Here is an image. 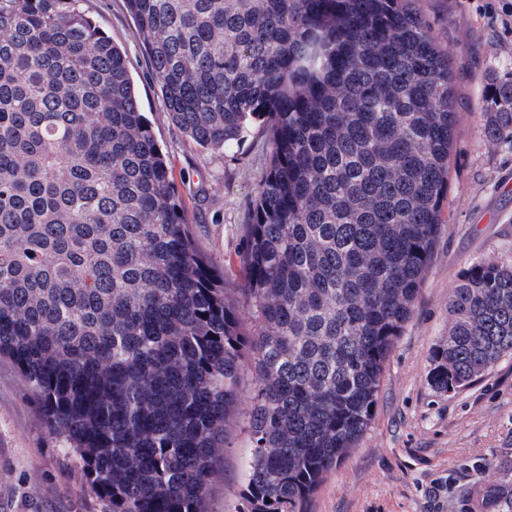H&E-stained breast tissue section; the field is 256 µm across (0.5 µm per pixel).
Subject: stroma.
<instances>
[{"label":"stroma","instance_id":"1","mask_svg":"<svg viewBox=\"0 0 512 512\" xmlns=\"http://www.w3.org/2000/svg\"><path fill=\"white\" fill-rule=\"evenodd\" d=\"M490 0H417L457 75L458 122L445 222L414 312L387 362L372 421L310 497L307 512H485L486 487L512 471V357L458 391L428 380L430 354L448 338V295L463 268L512 257V146L486 133L487 89L512 75V33ZM125 52L141 108L167 156L199 250L216 266L237 263L252 203L269 166L264 133L235 154L196 147L164 110L126 0H87ZM211 512H235L251 444L230 430ZM82 463L51 435L19 370L0 360V512H103Z\"/></svg>","mask_w":512,"mask_h":512}]
</instances>
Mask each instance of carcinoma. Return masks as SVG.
Listing matches in <instances>:
<instances>
[{"label": "carcinoma", "instance_id": "cac0c4a2", "mask_svg": "<svg viewBox=\"0 0 512 512\" xmlns=\"http://www.w3.org/2000/svg\"><path fill=\"white\" fill-rule=\"evenodd\" d=\"M86 0H0V357L108 512H209L243 368V512H305L367 430L444 223L457 89L416 0H126L165 112L270 163L240 281L201 253ZM512 143V79L491 87ZM429 380L512 356V260L465 267ZM485 505L512 512V484Z\"/></svg>", "mask_w": 512, "mask_h": 512}]
</instances>
